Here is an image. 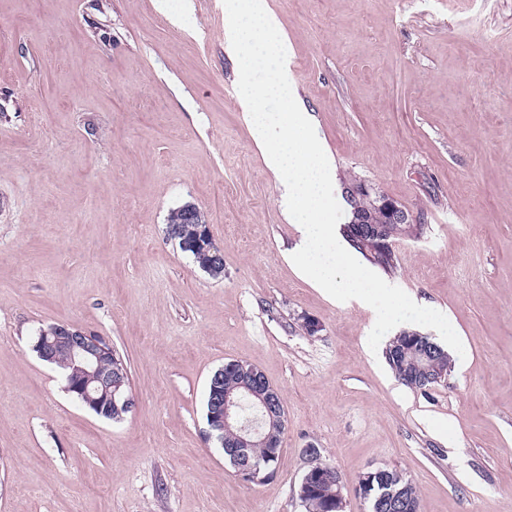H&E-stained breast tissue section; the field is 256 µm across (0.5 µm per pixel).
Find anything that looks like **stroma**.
I'll list each match as a JSON object with an SVG mask.
<instances>
[{
	"label": "stroma",
	"instance_id": "obj_1",
	"mask_svg": "<svg viewBox=\"0 0 512 512\" xmlns=\"http://www.w3.org/2000/svg\"><path fill=\"white\" fill-rule=\"evenodd\" d=\"M268 2L336 196L364 182L415 216L389 280L447 310L463 362L401 384L370 312L290 265L298 233L239 105L223 0H0V512H304L309 444L344 512H368L356 487L377 468L420 512H512V0L467 27L473 0ZM188 203L223 276L167 236ZM51 324L126 359L121 422L33 352ZM230 360L286 410L261 483L208 436L207 383Z\"/></svg>",
	"mask_w": 512,
	"mask_h": 512
}]
</instances>
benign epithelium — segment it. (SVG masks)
<instances>
[{"instance_id": "1", "label": "benign epithelium", "mask_w": 512, "mask_h": 512, "mask_svg": "<svg viewBox=\"0 0 512 512\" xmlns=\"http://www.w3.org/2000/svg\"><path fill=\"white\" fill-rule=\"evenodd\" d=\"M350 197L372 196L377 201V207L384 214V223L367 224L357 218L351 224L354 243L370 248L375 253L395 254L396 240L389 231L391 224H409V237L418 235V226L414 225L413 215L392 198L379 194L365 183H351L347 186ZM182 223L200 224L199 244L206 247L213 257L223 258V251L214 242L209 225L203 224V218L198 208L192 204L181 207ZM39 358L48 363L66 359L72 372L69 375V388L81 398L93 399V394H100L96 401L103 406L120 407L126 412L133 411L135 399L127 394L121 401H116V395L128 376L127 368L112 348V344L102 336H95L72 329L65 325H55L45 332V336L34 346ZM249 378L241 384V388L255 397L256 405L264 413L282 412V400L276 399L278 391L262 375L257 368L247 370ZM211 412L210 428L219 430L236 429L233 446L228 449L237 462L236 473L248 480L259 483L264 480L259 468L250 463V449L259 437V430L240 421L239 396L231 391L222 390L217 383L213 384L210 394ZM324 490V494L344 502V487L336 468H320L311 466L303 475L299 485L298 495L307 497L313 492ZM407 500L402 493H391L390 496L377 501L374 512H407Z\"/></svg>"}]
</instances>
